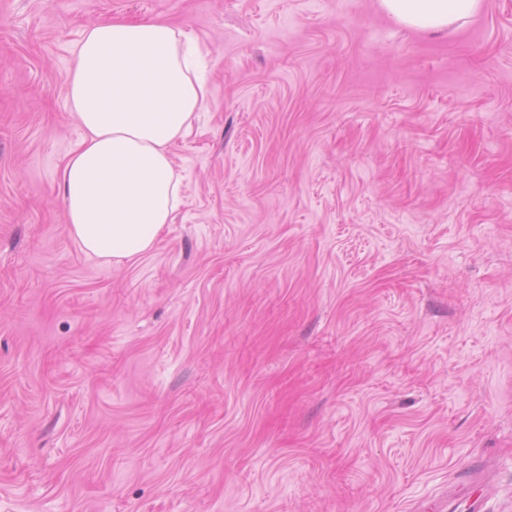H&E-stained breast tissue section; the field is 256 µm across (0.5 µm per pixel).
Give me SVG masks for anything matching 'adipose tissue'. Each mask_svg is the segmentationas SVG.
<instances>
[{"label": "adipose tissue", "instance_id": "ef3b65f1", "mask_svg": "<svg viewBox=\"0 0 512 512\" xmlns=\"http://www.w3.org/2000/svg\"><path fill=\"white\" fill-rule=\"evenodd\" d=\"M402 24L443 33L481 0H379ZM197 42L159 21L86 24L67 82L84 131L62 174L66 221L87 255L115 262L155 246L180 204L171 146L203 108Z\"/></svg>", "mask_w": 512, "mask_h": 512}]
</instances>
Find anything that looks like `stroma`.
Segmentation results:
<instances>
[{"instance_id":"1","label":"stroma","mask_w":512,"mask_h":512,"mask_svg":"<svg viewBox=\"0 0 512 512\" xmlns=\"http://www.w3.org/2000/svg\"><path fill=\"white\" fill-rule=\"evenodd\" d=\"M162 20L208 93L153 251L60 177L85 24ZM512 512V0H0V512ZM379 4L406 26L443 33L475 14L481 0H379Z\"/></svg>"}]
</instances>
